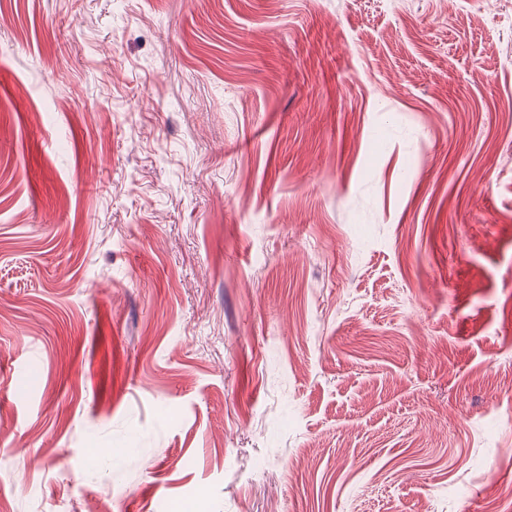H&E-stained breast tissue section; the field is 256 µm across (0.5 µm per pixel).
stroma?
Here are the masks:
<instances>
[{
    "instance_id": "stroma-1",
    "label": "stroma",
    "mask_w": 512,
    "mask_h": 512,
    "mask_svg": "<svg viewBox=\"0 0 512 512\" xmlns=\"http://www.w3.org/2000/svg\"><path fill=\"white\" fill-rule=\"evenodd\" d=\"M102 502L512 512V0H0V512Z\"/></svg>"
}]
</instances>
